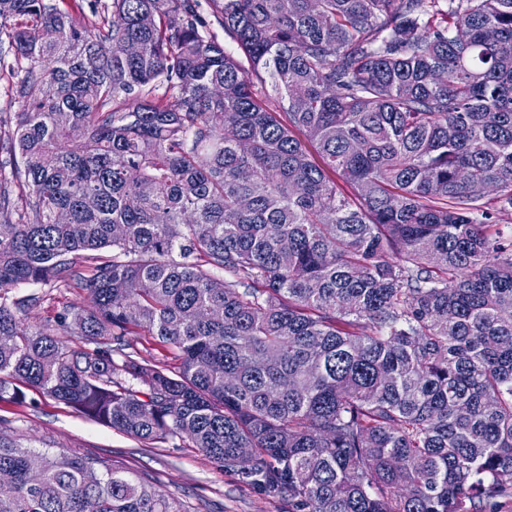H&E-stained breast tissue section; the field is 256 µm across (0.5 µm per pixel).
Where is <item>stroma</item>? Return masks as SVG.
<instances>
[{
    "mask_svg": "<svg viewBox=\"0 0 512 512\" xmlns=\"http://www.w3.org/2000/svg\"><path fill=\"white\" fill-rule=\"evenodd\" d=\"M12 293L17 297L41 295L40 306L22 314L24 325L33 328L53 324L63 306L87 303L86 291L79 288L21 284ZM0 427L24 446L47 443L149 474L161 492L178 497L188 512H288L287 503L260 494L237 475L224 471L188 438L139 440L32 389L26 390L24 400H0Z\"/></svg>",
    "mask_w": 512,
    "mask_h": 512,
    "instance_id": "stroma-1",
    "label": "stroma"
}]
</instances>
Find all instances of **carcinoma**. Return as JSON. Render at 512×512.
<instances>
[{"mask_svg": "<svg viewBox=\"0 0 512 512\" xmlns=\"http://www.w3.org/2000/svg\"><path fill=\"white\" fill-rule=\"evenodd\" d=\"M209 2L239 54L198 0H0V400L186 437L296 512L512 495V0ZM20 284L87 304L31 330ZM1 469L0 512H187L2 428ZM12 60L5 58L0 66V112H19L18 104L12 99L11 88L16 75L9 71ZM133 348L137 352L136 357L142 362H164L165 364L176 367L178 361L175 359L174 351L162 344L153 337L144 335L143 332L137 336H131Z\"/></svg>", "mask_w": 512, "mask_h": 512, "instance_id": "1", "label": "carcinoma"}]
</instances>
